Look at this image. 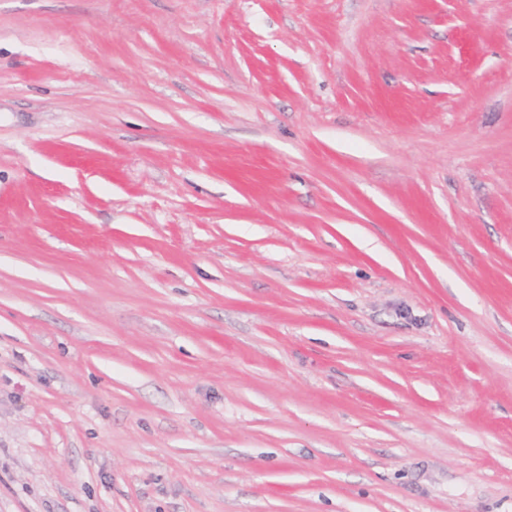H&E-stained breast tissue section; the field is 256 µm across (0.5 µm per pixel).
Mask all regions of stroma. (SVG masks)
I'll return each instance as SVG.
<instances>
[{
    "mask_svg": "<svg viewBox=\"0 0 512 512\" xmlns=\"http://www.w3.org/2000/svg\"><path fill=\"white\" fill-rule=\"evenodd\" d=\"M0 512H512V0H0Z\"/></svg>",
    "mask_w": 512,
    "mask_h": 512,
    "instance_id": "obj_1",
    "label": "stroma"
}]
</instances>
